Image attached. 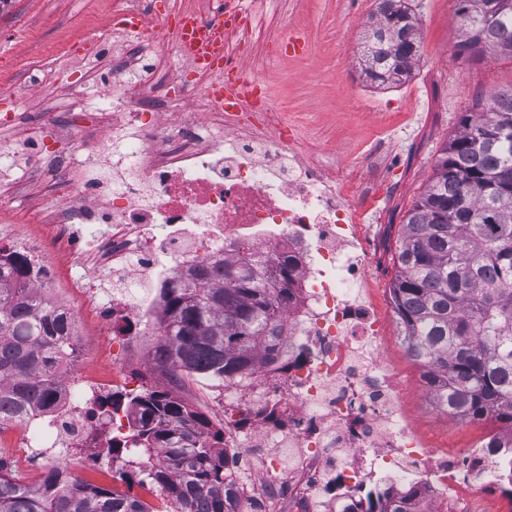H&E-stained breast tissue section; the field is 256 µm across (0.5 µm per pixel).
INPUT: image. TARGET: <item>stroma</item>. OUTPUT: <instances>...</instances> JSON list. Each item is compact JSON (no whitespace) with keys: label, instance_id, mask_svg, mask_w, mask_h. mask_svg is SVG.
Instances as JSON below:
<instances>
[{"label":"stroma","instance_id":"stroma-1","mask_svg":"<svg viewBox=\"0 0 512 512\" xmlns=\"http://www.w3.org/2000/svg\"><path fill=\"white\" fill-rule=\"evenodd\" d=\"M421 31L420 59L411 77L387 90H376L361 73L362 35L376 0H252L253 52L250 71L263 75L267 93L284 103L287 118L301 132L300 147L311 162L335 167L355 186H364L372 169L390 171L391 186L375 198L363 219L369 255L364 286L375 312L385 323L382 347L403 381L401 402L407 421L439 450L472 447L493 430L494 421L467 422L433 407L419 367L409 357L390 288L393 256L407 212L424 192L435 163L459 132L465 113L481 112L490 92L512 87V61L469 62L454 54L458 22L454 0H410ZM309 29L311 55L281 60L272 38L287 24ZM112 0H11L0 13V114L12 111L14 124H0V144L23 149L42 131L48 116L63 119L79 105H91L97 74L112 70L111 56L88 62L67 55L68 46L106 29L113 33ZM113 51L123 40L113 33ZM57 73L56 88L45 94L44 71ZM84 92L73 83L85 72ZM27 179L20 193L0 190V224L21 213L48 215L56 198L47 195L43 178L52 164L40 157L20 163ZM81 346L110 362L121 349L150 355L151 347L135 336L100 340L91 309L82 312ZM87 443L56 448L53 466L103 487L112 485V455L99 457L96 472L85 471Z\"/></svg>","mask_w":512,"mask_h":512}]
</instances>
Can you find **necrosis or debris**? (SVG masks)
I'll return each mask as SVG.
<instances>
[{
    "label": "necrosis or debris",
    "mask_w": 512,
    "mask_h": 512,
    "mask_svg": "<svg viewBox=\"0 0 512 512\" xmlns=\"http://www.w3.org/2000/svg\"><path fill=\"white\" fill-rule=\"evenodd\" d=\"M129 15L159 37L129 34L92 108L37 138L36 153L54 164L45 188L60 205L43 237L29 224H1L0 262L26 257L29 286L45 288L55 272L40 254L49 247L70 254L75 288L55 307L73 315L92 306L100 335L123 325L141 336L156 329L173 270L235 260L242 243L260 260L293 256V328L279 367L224 385L225 403L240 410L224 420L227 469L236 470L252 449L262 451L238 495L241 512H258L271 497L285 512H366L368 493L381 485L419 488L425 512H455V493L465 488L475 492L466 512H512V505L479 494L497 469L483 445L442 454L403 420L399 380L379 346L384 324L361 288L366 197L346 193L335 170L303 158L296 126L266 93L238 92L217 103L204 69L191 81L139 84L141 61L172 66L178 34L154 0H116L115 21ZM194 18L227 37L251 26L243 0H197ZM197 97L200 109L165 111ZM87 121L103 134L91 166L63 147ZM75 224L106 230L86 247L72 234ZM138 284L147 294L136 295ZM117 362L84 368L48 427L0 426V446L13 449L14 464L40 466L45 446L68 448L86 434L100 416L102 392L128 382L122 369L132 357ZM284 448L295 456L293 466L284 465Z\"/></svg>",
    "instance_id": "1"
}]
</instances>
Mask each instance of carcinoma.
I'll return each instance as SVG.
<instances>
[{
	"label": "carcinoma",
	"instance_id": "obj_1",
	"mask_svg": "<svg viewBox=\"0 0 512 512\" xmlns=\"http://www.w3.org/2000/svg\"><path fill=\"white\" fill-rule=\"evenodd\" d=\"M459 58L512 60V0H456ZM420 57L419 19L407 0H379L364 34V71L384 87ZM468 112L439 156L432 179L402 225L394 256V309L407 353L423 370L433 404L448 415L491 417L490 444L502 493L512 497V89ZM292 259L261 271L250 253L213 269L172 273L154 359L178 377L224 382L278 362L288 335ZM23 262L0 265V424H24L61 400L68 358L79 348L76 320L27 286ZM131 416L112 451L138 483L162 489L177 512H237L225 469L224 434L168 390L101 408ZM376 512H420L415 497L376 496ZM0 512H153L143 499L113 496L61 469L38 486L15 479L0 460Z\"/></svg>",
	"mask_w": 512,
	"mask_h": 512
}]
</instances>
